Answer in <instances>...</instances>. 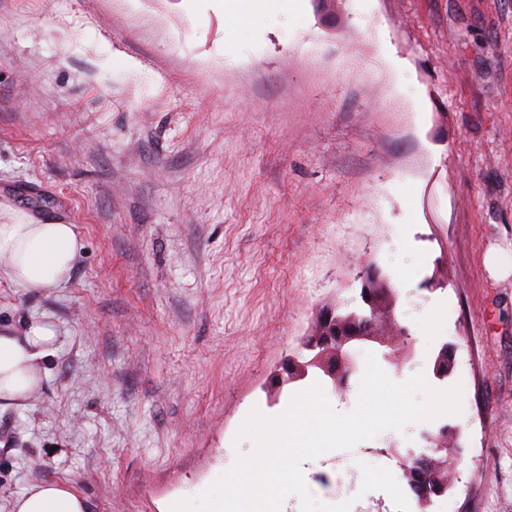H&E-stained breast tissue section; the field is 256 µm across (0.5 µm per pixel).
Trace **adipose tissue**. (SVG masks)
<instances>
[{"instance_id":"1","label":"adipose tissue","mask_w":512,"mask_h":512,"mask_svg":"<svg viewBox=\"0 0 512 512\" xmlns=\"http://www.w3.org/2000/svg\"><path fill=\"white\" fill-rule=\"evenodd\" d=\"M0 222V274L32 292L60 287L68 278L84 243L74 225L51 218L32 220L6 210ZM57 327L35 318L23 334L0 333V404L26 406L41 387L45 363L57 351ZM11 512H86L84 498L54 481L29 485L13 498Z\"/></svg>"}]
</instances>
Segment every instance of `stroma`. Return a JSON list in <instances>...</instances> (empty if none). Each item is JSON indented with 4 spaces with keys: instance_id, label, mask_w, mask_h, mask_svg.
Returning a JSON list of instances; mask_svg holds the SVG:
<instances>
[{
    "instance_id": "stroma-1",
    "label": "stroma",
    "mask_w": 512,
    "mask_h": 512,
    "mask_svg": "<svg viewBox=\"0 0 512 512\" xmlns=\"http://www.w3.org/2000/svg\"><path fill=\"white\" fill-rule=\"evenodd\" d=\"M69 217L68 280L0 276V328H59L38 396L0 410V512L65 481L88 512H170L320 383L274 382L327 305L390 279L410 331L397 383L463 388L460 413L311 458L350 512H512V0H280L244 31L222 0H0V200ZM454 369L432 371L443 344ZM447 428L445 496L382 462Z\"/></svg>"
}]
</instances>
